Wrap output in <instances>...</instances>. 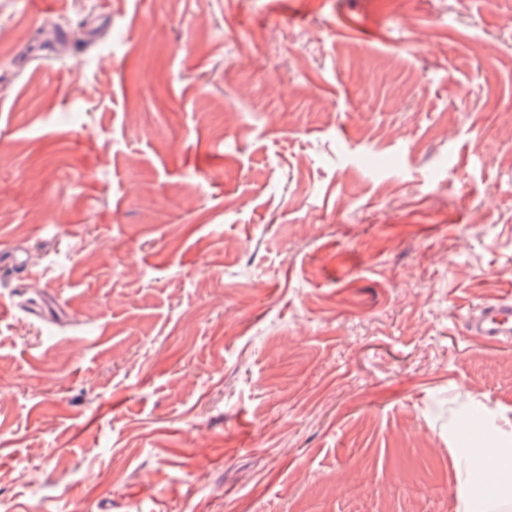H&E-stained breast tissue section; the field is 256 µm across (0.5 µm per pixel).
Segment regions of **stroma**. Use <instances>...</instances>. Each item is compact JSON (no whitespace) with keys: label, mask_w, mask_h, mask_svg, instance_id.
Segmentation results:
<instances>
[{"label":"stroma","mask_w":512,"mask_h":512,"mask_svg":"<svg viewBox=\"0 0 512 512\" xmlns=\"http://www.w3.org/2000/svg\"><path fill=\"white\" fill-rule=\"evenodd\" d=\"M0 276V512H464L512 0H0Z\"/></svg>","instance_id":"35a3bbf8"}]
</instances>
